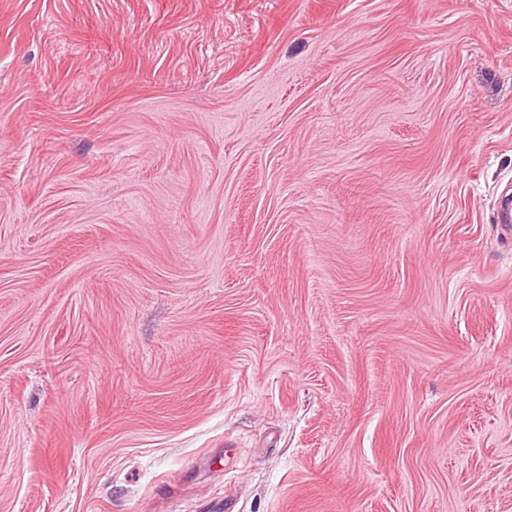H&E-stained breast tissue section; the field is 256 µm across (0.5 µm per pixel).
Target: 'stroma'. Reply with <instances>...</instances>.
I'll return each instance as SVG.
<instances>
[{
	"mask_svg": "<svg viewBox=\"0 0 512 512\" xmlns=\"http://www.w3.org/2000/svg\"><path fill=\"white\" fill-rule=\"evenodd\" d=\"M512 0H0V512H512Z\"/></svg>",
	"mask_w": 512,
	"mask_h": 512,
	"instance_id": "35a3bbf8",
	"label": "stroma"
}]
</instances>
